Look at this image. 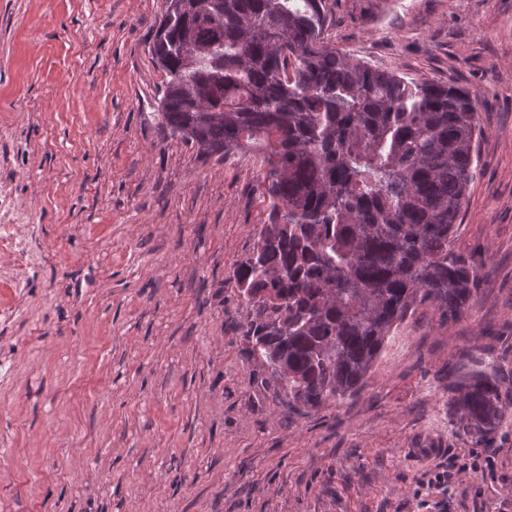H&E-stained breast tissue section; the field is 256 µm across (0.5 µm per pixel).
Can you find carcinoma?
Returning a JSON list of instances; mask_svg holds the SVG:
<instances>
[{
    "instance_id": "cac0c4a2",
    "label": "carcinoma",
    "mask_w": 512,
    "mask_h": 512,
    "mask_svg": "<svg viewBox=\"0 0 512 512\" xmlns=\"http://www.w3.org/2000/svg\"><path fill=\"white\" fill-rule=\"evenodd\" d=\"M326 0H165L152 55L161 125L198 156L256 152L268 223L234 277L250 355L290 410L353 395L416 301L469 308L451 250L475 175L477 95L375 68L325 41ZM478 445L512 419L498 369L448 376Z\"/></svg>"
}]
</instances>
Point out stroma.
Wrapping results in <instances>:
<instances>
[{
	"label": "stroma",
	"mask_w": 512,
	"mask_h": 512,
	"mask_svg": "<svg viewBox=\"0 0 512 512\" xmlns=\"http://www.w3.org/2000/svg\"><path fill=\"white\" fill-rule=\"evenodd\" d=\"M326 6L336 49L478 97L451 244L477 270L468 310L415 304L357 394L287 413L234 279L268 220L263 173L159 125L164 0H0V179L30 271L16 284L0 251V512H426L427 472L475 447L449 372L492 354L512 399V0ZM491 447L448 512H512V426Z\"/></svg>",
	"instance_id": "stroma-1"
}]
</instances>
